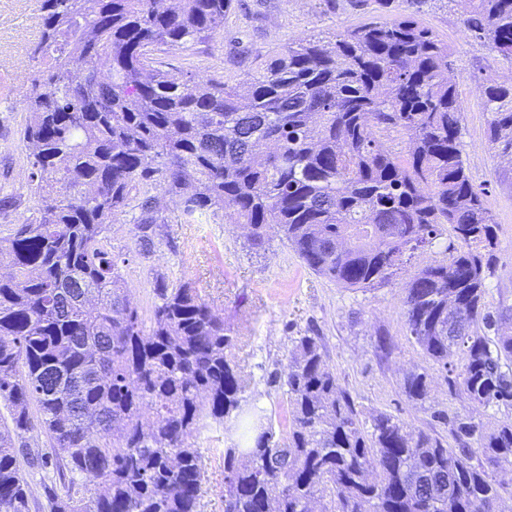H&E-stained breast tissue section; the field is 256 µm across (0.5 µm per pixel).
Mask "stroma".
<instances>
[{
	"label": "stroma",
	"mask_w": 512,
	"mask_h": 512,
	"mask_svg": "<svg viewBox=\"0 0 512 512\" xmlns=\"http://www.w3.org/2000/svg\"><path fill=\"white\" fill-rule=\"evenodd\" d=\"M465 8L464 0H451L449 7L428 9L420 19L451 49L450 76L463 109L462 157L474 184L486 192L497 224V260L485 295L493 311L512 305V158L488 140L481 85L512 82V62L463 33ZM408 9L406 0H392L387 7L379 0H235L211 41L171 50L165 60L177 74L217 73L241 88L246 74L288 43L310 35L329 39ZM41 25L38 0H0V185L17 197L9 216H0V236L27 213L28 151L17 135L22 84L12 67L39 37ZM160 209L165 236L149 256L132 253L129 222L112 225L107 234L109 249L126 258L121 273L134 301L149 307L159 273L192 282L238 336L235 353L250 379L247 396L271 416L275 429L287 430L289 405L273 378L286 368L294 338L311 332L321 336L328 364L363 420L385 412L412 428L444 436L448 427L436 419L439 411L472 418L488 429L512 417L511 409L478 407L450 393L446 370L425 359L405 327L403 288L418 268L445 259V248L454 240L451 232H444L436 247L416 252L389 284L352 289L310 271L279 235L256 251L242 229L185 223L178 204L167 197ZM384 339L390 348H381ZM414 367L428 373L429 397L422 404L409 401L401 389L404 372ZM234 439L213 422L198 435L204 469L199 512H224V444Z\"/></svg>",
	"instance_id": "1"
}]
</instances>
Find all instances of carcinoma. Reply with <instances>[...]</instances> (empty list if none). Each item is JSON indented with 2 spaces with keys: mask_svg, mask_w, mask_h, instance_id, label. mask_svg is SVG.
Segmentation results:
<instances>
[{
  "mask_svg": "<svg viewBox=\"0 0 512 512\" xmlns=\"http://www.w3.org/2000/svg\"><path fill=\"white\" fill-rule=\"evenodd\" d=\"M234 0H40L41 36L20 100L31 215L0 237V512H30L14 438L37 412L66 488L49 512H198L194 438L235 420L224 512H498L512 483V418L448 421L445 440L379 412L367 425L319 336L295 338L280 377L288 430L250 412L235 337L189 281L154 279L145 326L107 248L131 216L135 251L164 237L159 199L186 222L277 230L303 264L344 288L389 282L450 227L447 260L405 284L409 335L454 394L512 408V307L486 308L497 224L462 159L463 112L448 45L415 10L332 39L288 44L249 90L162 67L205 43ZM464 32L512 61V0H465ZM488 135L512 157V85L487 81ZM428 374L404 373L408 400Z\"/></svg>",
  "mask_w": 512,
  "mask_h": 512,
  "instance_id": "cac0c4a2",
  "label": "carcinoma"
}]
</instances>
